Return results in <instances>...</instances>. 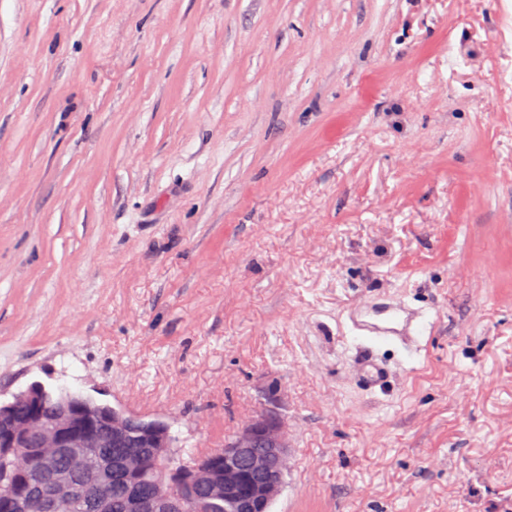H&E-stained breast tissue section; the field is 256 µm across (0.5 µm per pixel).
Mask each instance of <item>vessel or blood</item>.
I'll return each instance as SVG.
<instances>
[{
  "label": "vessel or blood",
  "instance_id": "vessel-or-blood-1",
  "mask_svg": "<svg viewBox=\"0 0 512 512\" xmlns=\"http://www.w3.org/2000/svg\"><path fill=\"white\" fill-rule=\"evenodd\" d=\"M348 318L354 334L363 342L348 370L349 378L371 392L386 390L384 352L391 346L410 353L416 351L420 336L427 330L424 312L402 298L377 294L354 302L348 309Z\"/></svg>",
  "mask_w": 512,
  "mask_h": 512
}]
</instances>
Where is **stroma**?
<instances>
[{
    "label": "stroma",
    "instance_id": "1",
    "mask_svg": "<svg viewBox=\"0 0 512 512\" xmlns=\"http://www.w3.org/2000/svg\"><path fill=\"white\" fill-rule=\"evenodd\" d=\"M366 292L434 323L383 394ZM35 381L182 457L275 409L270 512H502L512 0H0V402Z\"/></svg>",
    "mask_w": 512,
    "mask_h": 512
}]
</instances>
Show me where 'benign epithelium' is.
I'll list each match as a JSON object with an SVG mask.
<instances>
[{"instance_id": "1", "label": "benign epithelium", "mask_w": 512, "mask_h": 512, "mask_svg": "<svg viewBox=\"0 0 512 512\" xmlns=\"http://www.w3.org/2000/svg\"><path fill=\"white\" fill-rule=\"evenodd\" d=\"M100 430L127 448L118 476L132 482L145 474L140 448L145 444L155 448L158 464L153 472L154 493L146 504L132 497L131 512H183L185 492L195 485L208 490V498L195 503L196 512H211L220 505L224 512H268L283 488L288 441L279 415L272 410L253 418L206 461H187L172 455L168 423L146 421L80 392L63 389L57 421L52 424L44 423L37 413L16 417L11 404H0V446L12 449L20 468L36 459L44 474L39 491L26 501L27 512H53L58 501L81 493L73 473L58 467L62 455L71 458L76 470L112 480L103 473L99 457L87 452L95 447V433ZM242 459L248 461L254 479H246L239 468Z\"/></svg>"}]
</instances>
